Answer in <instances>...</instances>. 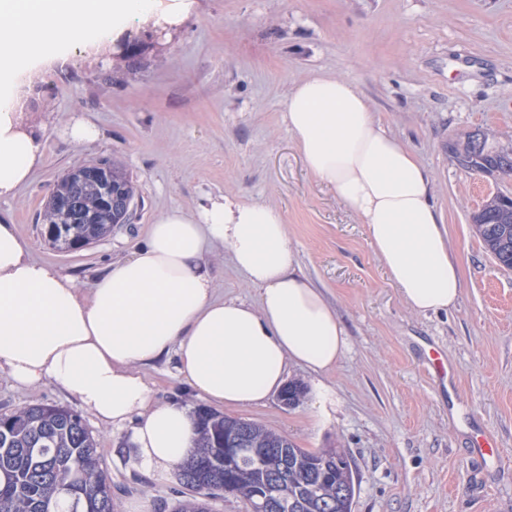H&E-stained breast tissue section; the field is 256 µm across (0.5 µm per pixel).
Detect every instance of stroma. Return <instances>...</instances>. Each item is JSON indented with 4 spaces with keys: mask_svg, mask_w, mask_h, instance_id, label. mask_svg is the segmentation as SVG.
Returning <instances> with one entry per match:
<instances>
[{
    "mask_svg": "<svg viewBox=\"0 0 512 512\" xmlns=\"http://www.w3.org/2000/svg\"><path fill=\"white\" fill-rule=\"evenodd\" d=\"M120 35L142 41L138 68L76 45L23 100L41 160L28 183L0 199V214L32 257L88 284L169 207L224 193L275 205L300 268L344 323L348 350L324 378V415L309 373L293 366L298 404L273 396L231 416L308 451L343 450L356 484L352 512H512V270L472 222L492 194H512V175L466 170L448 150L474 129L490 147L512 150V0H195L174 34L155 39L130 19ZM317 72L353 83L430 170L463 268L454 311L411 313L364 225L306 167L282 112L289 89ZM73 115L95 124L99 139H63ZM102 159L132 177L136 217L81 250L59 251L36 218L67 170ZM147 374L155 400L205 407L174 362ZM33 404L79 407L55 383L26 390L0 378V412ZM86 422L114 512H159L176 500L175 473L137 465L129 432ZM482 436L501 457L475 453Z\"/></svg>",
    "mask_w": 512,
    "mask_h": 512,
    "instance_id": "obj_1",
    "label": "stroma"
}]
</instances>
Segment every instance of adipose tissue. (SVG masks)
<instances>
[{
  "label": "adipose tissue",
  "mask_w": 512,
  "mask_h": 512,
  "mask_svg": "<svg viewBox=\"0 0 512 512\" xmlns=\"http://www.w3.org/2000/svg\"><path fill=\"white\" fill-rule=\"evenodd\" d=\"M193 0H0V198L14 195L40 160L33 124L18 112L22 81L69 44L108 50V23L129 17L174 26ZM283 121L307 168L359 222L405 305L453 309L461 273L431 190L432 175L376 120L349 81L317 73L295 83ZM228 251L253 299L218 293L211 256ZM348 346L322 291L302 274L280 210L231 194L174 206L132 253L90 287L34 259L0 217V373L17 387L56 383L115 431L130 430L137 460L169 473L191 453L196 419L180 402L152 397L144 367L172 356L195 394L219 407L262 404L289 366L322 377Z\"/></svg>",
  "instance_id": "1"
}]
</instances>
